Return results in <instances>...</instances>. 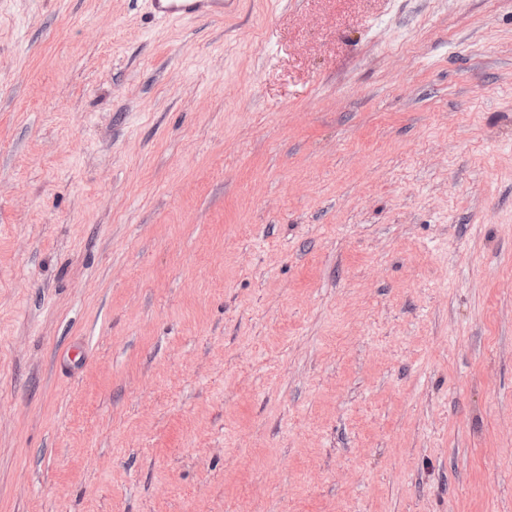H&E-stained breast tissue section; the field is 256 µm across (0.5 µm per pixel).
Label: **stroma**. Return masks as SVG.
Returning <instances> with one entry per match:
<instances>
[{"label": "stroma", "instance_id": "35a3bbf8", "mask_svg": "<svg viewBox=\"0 0 512 512\" xmlns=\"http://www.w3.org/2000/svg\"><path fill=\"white\" fill-rule=\"evenodd\" d=\"M0 512H512V0H0ZM151 12L160 18L181 15L204 16L211 12L224 14L234 3V0H149Z\"/></svg>", "mask_w": 512, "mask_h": 512}]
</instances>
